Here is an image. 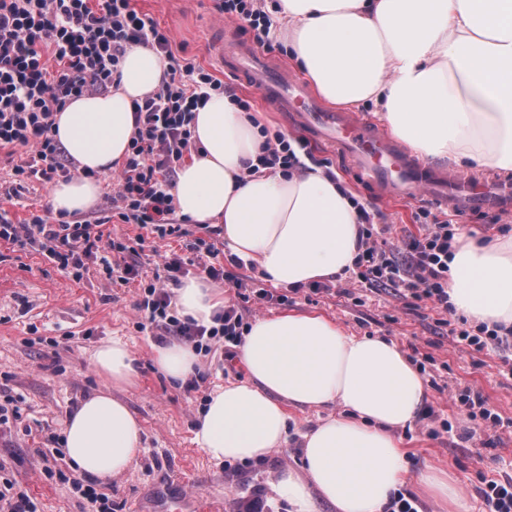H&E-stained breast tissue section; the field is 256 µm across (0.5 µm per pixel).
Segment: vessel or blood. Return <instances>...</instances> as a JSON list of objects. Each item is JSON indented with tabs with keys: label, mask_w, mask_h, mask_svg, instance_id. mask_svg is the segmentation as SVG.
I'll use <instances>...</instances> for the list:
<instances>
[{
	"label": "vessel or blood",
	"mask_w": 512,
	"mask_h": 512,
	"mask_svg": "<svg viewBox=\"0 0 512 512\" xmlns=\"http://www.w3.org/2000/svg\"><path fill=\"white\" fill-rule=\"evenodd\" d=\"M214 55L227 74L258 91L277 111L296 113L323 143L349 159L380 192L408 198L423 190L452 211L512 207L511 180L435 171L406 155L374 125L324 107L300 78L268 53L244 44L227 48L219 42Z\"/></svg>",
	"instance_id": "obj_1"
}]
</instances>
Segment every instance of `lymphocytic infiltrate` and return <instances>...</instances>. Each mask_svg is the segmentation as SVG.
Listing matches in <instances>:
<instances>
[{"mask_svg": "<svg viewBox=\"0 0 512 512\" xmlns=\"http://www.w3.org/2000/svg\"><path fill=\"white\" fill-rule=\"evenodd\" d=\"M264 0H219L220 14L248 22L257 42H264L270 20ZM151 46L166 61L158 89L135 102V133L130 152L113 192L112 215L164 238L182 234L173 206V177L186 153L192 151L191 122L198 105L223 87L205 68L177 56L167 31L139 14L131 0H0V148H21L25 160L13 168L16 182L34 178L50 184L77 175L53 134L54 116L67 102L88 94L108 92L128 48ZM306 145L277 133L266 138L257 161L283 171L303 167ZM363 225L354 276L369 287H388L400 297L431 302L450 311L448 259L459 234L449 215L419 208L421 235H402L389 248L390 225L375 238L366 208H359ZM104 219L69 221L50 214H31L25 223L13 221L0 207V241L19 247H39L73 278H82L87 258L111 252L104 261L110 284L139 280L143 295L137 308L149 327L175 335L197 352L213 345L238 346L244 318L238 306L225 305L213 325L180 319L172 308V287L187 272L180 257L165 259L152 274H144L136 249L104 236ZM448 334L474 350L511 347L512 327L501 323L452 325Z\"/></svg>", "mask_w": 512, "mask_h": 512, "instance_id": "obj_1", "label": "lymphocytic infiltrate"}]
</instances>
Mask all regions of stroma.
I'll use <instances>...</instances> for the list:
<instances>
[{
    "mask_svg": "<svg viewBox=\"0 0 512 512\" xmlns=\"http://www.w3.org/2000/svg\"><path fill=\"white\" fill-rule=\"evenodd\" d=\"M139 13L151 17L172 37L181 56L222 80L226 94L237 95L251 111L264 113L267 128L306 142L308 162L339 175L371 214L374 223L389 224L390 244L404 234H420L415 219L419 206L434 214L442 208L430 199L390 198L362 180L336 150L318 142L292 114L269 109L261 96L241 86L221 70L208 48L216 37L253 42L247 22L227 20L217 11V0H131ZM464 231L491 238L512 234V213L492 210L463 212L453 217ZM186 236L163 239L143 236L141 228L114 219L106 226L113 239L140 246L138 259L153 269L164 258L190 256L195 238L219 246V262L230 256L223 236L185 222ZM242 289L227 288L226 298L236 303L246 320L286 310L310 311L336 320L356 336H387L408 354L427 357L423 375L429 405L435 417L420 419L399 430L397 437L409 450L408 492L426 466L447 468L457 482L465 512H484L478 490L484 479L512 475V431H497L454 420V390L481 392L503 421L512 422V347L480 352L444 336L438 321L441 310L427 301L409 306L391 288L368 291L349 282V295L337 291L283 288L278 303L260 300L266 287L255 266L236 268ZM142 290L138 283L106 286L99 260L87 262L82 279L69 278L37 248L19 249L0 242V388L21 397V417L10 433L0 436V465L27 489L39 512H89L88 504L58 472H71L63 446L65 423L78 403L104 384L91 356L101 344L115 338L126 341L134 357L136 383L120 391L140 420L144 435L137 463L123 474L100 481L98 490L112 501V512H174L172 500L182 489L208 498L219 512H293L272 489L284 468L300 469L301 436L318 420L312 411L289 409L288 442L259 462H217L195 442L197 416L210 393L229 382L245 380L238 358L224 354L223 345L201 357L198 387L186 391L155 372L151 331L140 329L142 313L136 308ZM449 432H440L443 419Z\"/></svg>",
    "mask_w": 512,
    "mask_h": 512,
    "instance_id": "stroma-1",
    "label": "stroma"
}]
</instances>
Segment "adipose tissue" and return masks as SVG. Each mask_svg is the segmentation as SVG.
I'll use <instances>...</instances> for the list:
<instances>
[{
    "mask_svg": "<svg viewBox=\"0 0 512 512\" xmlns=\"http://www.w3.org/2000/svg\"><path fill=\"white\" fill-rule=\"evenodd\" d=\"M280 33L292 59L323 100L339 109L371 102L387 133L430 161L512 172V0H278ZM166 72L150 47L127 50L111 92L85 95L57 112L56 139L82 176L55 186L53 212L89 210L101 176L116 170L134 135V101ZM263 113L214 93L198 107L195 149L177 171L178 215L214 224L231 254L253 263L275 286L295 287L344 274L354 265L360 223L341 178L311 166L286 173L248 171L261 152ZM448 295L475 323L512 325V236L484 241L460 234L448 262ZM181 318L212 324L224 291L190 277L176 290ZM241 383L216 389L195 441L217 462H253L282 448L292 408L320 411L302 436V469L283 470L275 493L296 512H383L408 474L395 436L425 404L427 388L402 345L349 334L316 312L257 317L245 332ZM108 386L79 403L63 447L79 473L109 479L133 467L143 428L117 390L134 386V357L113 339L92 354ZM153 363L180 382L195 371L194 348L172 339ZM417 484L441 512H462L448 470L429 466Z\"/></svg>",
    "mask_w": 512,
    "mask_h": 512,
    "instance_id": "1",
    "label": "adipose tissue"
}]
</instances>
